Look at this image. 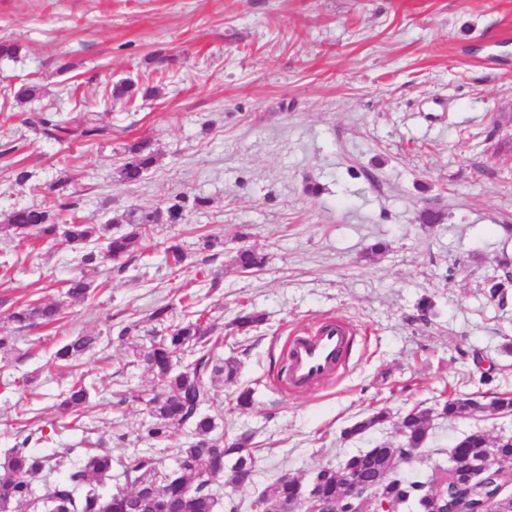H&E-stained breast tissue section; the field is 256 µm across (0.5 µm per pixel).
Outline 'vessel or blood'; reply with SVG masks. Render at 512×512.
<instances>
[{"mask_svg": "<svg viewBox=\"0 0 512 512\" xmlns=\"http://www.w3.org/2000/svg\"><path fill=\"white\" fill-rule=\"evenodd\" d=\"M351 336L349 326L336 320L315 333L291 337L287 346L289 385L307 387L333 374Z\"/></svg>", "mask_w": 512, "mask_h": 512, "instance_id": "b4317fda", "label": "vessel or blood"}]
</instances>
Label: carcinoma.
<instances>
[{
	"instance_id": "obj_1",
	"label": "carcinoma",
	"mask_w": 512,
	"mask_h": 512,
	"mask_svg": "<svg viewBox=\"0 0 512 512\" xmlns=\"http://www.w3.org/2000/svg\"><path fill=\"white\" fill-rule=\"evenodd\" d=\"M42 88L36 83H24L14 91L19 104H27L38 98ZM157 94V88L144 86L132 79H122L107 84L102 90L105 102L134 104L137 99H147ZM25 123L46 140L55 142H97L112 137V127L104 125L93 112H83L65 117L59 112L40 110L29 112ZM156 153L148 140L130 145L119 164V177L128 184H136L155 166ZM15 183H36V174L24 165L13 169ZM210 199L183 193H173L151 211H124L111 220L124 224L123 233L104 234V226L84 224L73 215L61 219V212L69 208L62 203L59 209L39 205L13 210L8 223L0 226V232L21 242L56 241L63 239L78 253V264L96 269L102 263L111 264L110 271L123 273L134 260L133 247L146 239L150 227L155 224H180L192 210H200ZM235 265L244 271L258 270L266 258L253 248H239L234 256ZM93 291V280L85 271L71 279L66 296L73 300H86ZM56 304L30 303L18 307L11 319L18 329H27L37 323L51 324L58 320ZM174 307L162 304L156 307L150 319L162 327L165 334L148 335V343L141 345L139 357L147 364L158 390L150 400L156 421L145 428V434L153 439H167L176 430L188 426L193 441L179 450L177 467L167 471L159 468L154 458L140 456L126 467L131 489L101 492L92 484L105 485L112 477L111 452L99 449L84 451L71 463L66 473L54 476L63 461L45 455L30 447L40 441L29 434L22 441L7 449L8 474L0 477V512L20 508L22 512H215L217 500L206 476L225 477L231 484L248 482L253 473L255 459L249 448L251 436L242 435L235 442L224 445V439L213 436L215 417L203 412L211 402L210 383L216 376L233 380L238 374L235 361L223 363L214 359V325L185 315L173 320ZM265 323L264 314L243 308L233 324L245 331L259 328ZM101 336L87 333L71 336L60 343L52 356V362L60 368L72 369V381L62 393L61 406L74 412L88 407L94 384L86 380L77 369L76 361L94 351ZM188 353L190 361L182 369H175L174 358ZM492 409L500 414H512V392H500L486 405L473 393L462 397H449L431 409L413 407L398 421L401 445L397 448L383 446L368 448L350 455L336 468L322 471L317 486L318 493L326 499H336L346 487L349 478L367 485L381 496L394 497L404 504L413 503L416 512H435L431 483L407 480L394 474L397 461L407 455L410 448H423L429 440L432 416L456 420ZM384 410L374 412L355 421L344 429L347 438L360 437L369 430L389 421ZM457 452L453 458L454 470L467 469L489 454L512 459V441L507 436L490 438L481 430L463 434L454 443ZM234 458V464L226 467L225 459ZM508 477L491 475L479 487H461L448 484V508L452 512H479L481 502L487 497H497V512H512V494L503 487ZM298 480H277L270 492L262 493L255 504L262 512H282L283 505L294 499Z\"/></svg>"
}]
</instances>
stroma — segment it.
<instances>
[{
  "mask_svg": "<svg viewBox=\"0 0 512 512\" xmlns=\"http://www.w3.org/2000/svg\"><path fill=\"white\" fill-rule=\"evenodd\" d=\"M0 39L22 44L0 59V225L17 207H56L49 186L67 177L78 214L107 224L128 209L149 211L176 192L204 196L206 209L186 223L155 226L151 249L122 275L99 266L94 297L64 296L81 268L62 242L30 248L0 235V465L15 441L35 433L55 456L84 436L102 440L117 464L108 485L127 487L123 463L148 455L166 469L190 441L147 438L151 375L138 357L149 315L185 295L215 324L219 359L236 360L234 380L212 383L209 408L225 440L252 436L249 484L212 486L216 512H254L282 476L309 485L315 473L357 451L398 447L408 409L471 392L467 376L490 371L485 399L512 389V295L491 300L486 284L512 265V0H0ZM180 65L157 70V50ZM67 60L68 73L57 71ZM132 77L158 87L156 98L105 104L102 87ZM33 80L43 95L25 107L13 99ZM69 115L97 112L112 138L59 144L24 124L27 108ZM151 139L155 167L136 185L117 168L125 147ZM35 171L40 191L15 183L14 161ZM317 193H309V186ZM432 208L439 224L419 216ZM219 237L214 255L200 235ZM188 254L175 275L170 240ZM383 254L368 257L374 242ZM242 246L266 254V267L240 271ZM434 307L417 320L421 298ZM61 303L58 323L17 329L21 304ZM266 322L245 334L231 321L240 307ZM356 337L344 373L290 392L280 378L288 336L333 318ZM135 334L119 339L120 329ZM102 338L81 367L97 386L86 417L60 406L68 370L50 354L65 337ZM483 355L475 364L471 350ZM253 405L235 410L241 387ZM386 409L391 419L365 436L343 430ZM512 432V415L488 411L433 418L430 440L405 476L429 480L449 465L456 440L472 430Z\"/></svg>",
  "mask_w": 512,
  "mask_h": 512,
  "instance_id": "1",
  "label": "stroma"
}]
</instances>
